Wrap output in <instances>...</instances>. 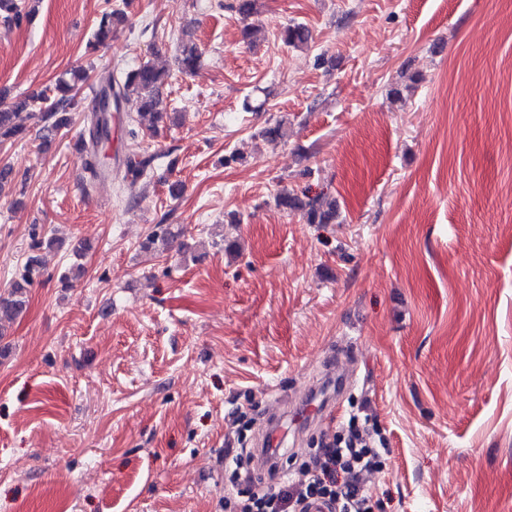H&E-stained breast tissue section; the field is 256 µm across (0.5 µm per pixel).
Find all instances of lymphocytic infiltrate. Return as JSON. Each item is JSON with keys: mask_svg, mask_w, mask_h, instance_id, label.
Returning a JSON list of instances; mask_svg holds the SVG:
<instances>
[{"mask_svg": "<svg viewBox=\"0 0 512 512\" xmlns=\"http://www.w3.org/2000/svg\"><path fill=\"white\" fill-rule=\"evenodd\" d=\"M251 401L234 402L224 439V512H373L371 482L386 440L368 425L350 421L346 433L322 442L300 469L280 470L265 448L243 451L252 423Z\"/></svg>", "mask_w": 512, "mask_h": 512, "instance_id": "f902f5d3", "label": "lymphocytic infiltrate"}]
</instances>
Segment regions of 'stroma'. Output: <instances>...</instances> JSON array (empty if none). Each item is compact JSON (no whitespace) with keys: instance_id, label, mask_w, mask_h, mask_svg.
Returning a JSON list of instances; mask_svg holds the SVG:
<instances>
[{"instance_id":"1","label":"stroma","mask_w":512,"mask_h":512,"mask_svg":"<svg viewBox=\"0 0 512 512\" xmlns=\"http://www.w3.org/2000/svg\"><path fill=\"white\" fill-rule=\"evenodd\" d=\"M231 2L0 19V107L89 73L51 144L35 117L0 144V292L34 267L0 339V512H224L230 397L301 402L331 355L356 379L286 436L289 467L355 415L388 441L383 512H512V0H260L252 45ZM289 23L308 45L282 44ZM188 28L201 59L166 89L168 129L121 113L113 166L151 170L87 186L99 80L172 68ZM281 119L287 140L259 136ZM286 188L335 197L337 222L276 207ZM161 224L173 241L145 248ZM127 22L125 12L119 8L111 9L109 12L102 14L95 32V40L98 44L107 42L112 37V31L118 26H122Z\"/></svg>"}]
</instances>
